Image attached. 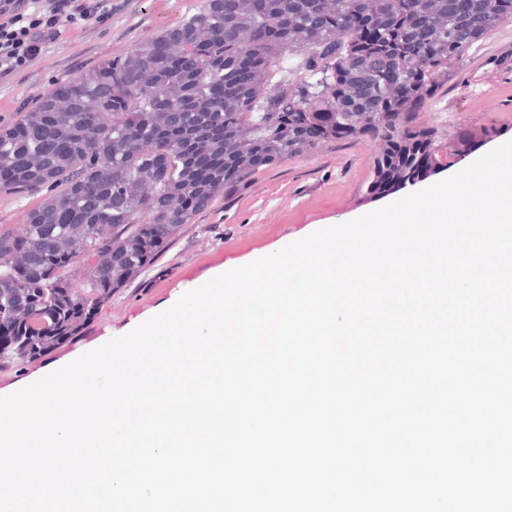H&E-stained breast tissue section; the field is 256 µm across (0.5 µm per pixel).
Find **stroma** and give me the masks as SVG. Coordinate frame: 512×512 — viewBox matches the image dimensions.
<instances>
[{"label": "stroma", "mask_w": 512, "mask_h": 512, "mask_svg": "<svg viewBox=\"0 0 512 512\" xmlns=\"http://www.w3.org/2000/svg\"><path fill=\"white\" fill-rule=\"evenodd\" d=\"M111 12L63 34L30 65L0 78V125L31 108L54 84L121 56L196 9L201 0H110ZM512 23L490 31L451 67L437 93L417 112L419 126L448 136L494 130L465 158L473 163L512 141ZM375 141L326 142L254 177L184 225L170 250L115 292L72 342L26 368L1 369L0 387L27 386L89 352L105 337L128 334L167 310L186 292L222 272L270 255L337 222H350L402 198L371 197Z\"/></svg>", "instance_id": "obj_1"}]
</instances>
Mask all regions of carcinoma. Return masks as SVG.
I'll return each instance as SVG.
<instances>
[{"mask_svg":"<svg viewBox=\"0 0 512 512\" xmlns=\"http://www.w3.org/2000/svg\"><path fill=\"white\" fill-rule=\"evenodd\" d=\"M505 21L512 0H203L59 83L0 126V192L49 191L0 230V369L72 340L226 189L322 142H379L369 194L425 180L452 143L416 112ZM295 54V79L269 86Z\"/></svg>","mask_w":512,"mask_h":512,"instance_id":"carcinoma-1","label":"carcinoma"}]
</instances>
